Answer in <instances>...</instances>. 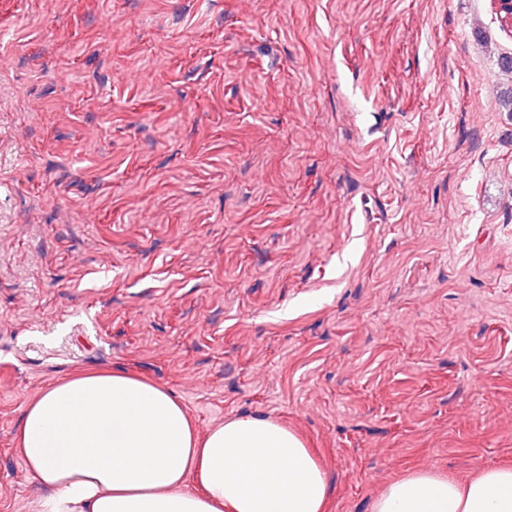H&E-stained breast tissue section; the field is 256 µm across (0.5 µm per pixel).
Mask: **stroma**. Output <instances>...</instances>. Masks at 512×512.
Here are the masks:
<instances>
[{
  "mask_svg": "<svg viewBox=\"0 0 512 512\" xmlns=\"http://www.w3.org/2000/svg\"><path fill=\"white\" fill-rule=\"evenodd\" d=\"M504 53L490 0H0V512L90 370L288 427L328 512L512 461Z\"/></svg>",
  "mask_w": 512,
  "mask_h": 512,
  "instance_id": "1",
  "label": "stroma"
}]
</instances>
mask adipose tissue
Here are the masks:
<instances>
[{"label": "adipose tissue", "mask_w": 512, "mask_h": 512, "mask_svg": "<svg viewBox=\"0 0 512 512\" xmlns=\"http://www.w3.org/2000/svg\"><path fill=\"white\" fill-rule=\"evenodd\" d=\"M41 512H325L329 483L280 423L235 417L199 434L172 392L122 370L77 372L30 401L17 425ZM372 512H512V463L466 480L415 470Z\"/></svg>", "instance_id": "ef3b65f1"}]
</instances>
